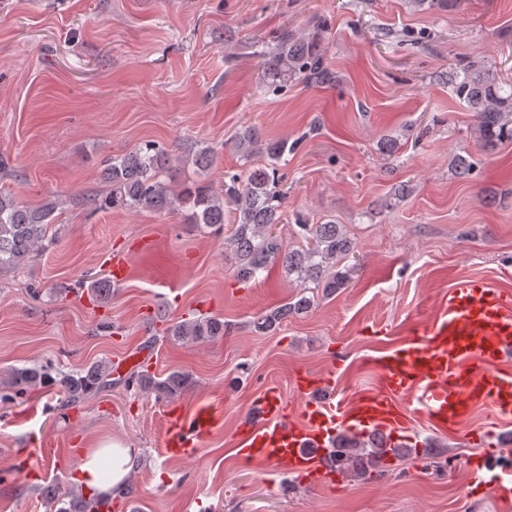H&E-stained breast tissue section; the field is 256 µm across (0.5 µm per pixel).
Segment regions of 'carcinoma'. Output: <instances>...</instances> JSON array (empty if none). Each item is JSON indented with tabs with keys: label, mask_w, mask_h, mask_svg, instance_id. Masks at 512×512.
<instances>
[{
	"label": "carcinoma",
	"mask_w": 512,
	"mask_h": 512,
	"mask_svg": "<svg viewBox=\"0 0 512 512\" xmlns=\"http://www.w3.org/2000/svg\"><path fill=\"white\" fill-rule=\"evenodd\" d=\"M411 2L419 10L434 12H446L459 4V0ZM258 56L261 58L260 79L276 92L296 83L327 87L339 81V74L326 60V48L319 31L304 36L284 28L276 35L274 44L258 51ZM448 86L451 93L474 112L476 141L493 146L512 140L511 82L497 80L485 66L471 61L455 72ZM297 145V141L286 137L267 138L254 125L241 126L231 136L234 151L246 163L257 154L264 155L266 162L240 171L230 177V183L214 189L199 186L193 179L178 185L166 180L163 172L164 166L171 163L170 153L146 141L128 153L107 160L105 175L112 183V191L102 197L89 195L84 204L93 212L125 208L157 214L188 207L192 223L224 236V251L234 259V274L238 280H265L275 266L295 277L303 284V291L291 301L259 313L251 322L255 332L271 334L288 317L311 309L314 297L306 295L308 286L325 297L347 287L350 273L338 269V265L354 250L351 239L340 225L309 224L299 217L295 222L296 234L306 245L292 250L284 246L277 233L278 226L288 221L282 208L280 164ZM215 154L214 147L206 145L182 160V164H191L203 173L213 167ZM56 208L54 203L33 208L11 194H0V272L25 266L47 248ZM228 216L233 222L226 231L224 220ZM87 292L92 300L105 303L112 297L111 278L92 280ZM228 332L224 320L210 315L176 321L165 329L167 337L182 343L214 340ZM186 380L182 372H173L160 380L149 370L141 369L130 373L124 387L128 391L149 392L166 398L180 392ZM48 385L60 386L64 406L96 397L112 389V361L100 359L75 373H59L39 364L15 368L8 374L9 393L5 398L11 400ZM405 454L402 447L391 445L377 433L366 436L342 432L335 438L330 461L336 471L347 478H367L384 471L388 456L400 458ZM44 496L46 512H101L100 506L109 500L105 495L85 498L73 487L63 491L49 489Z\"/></svg>",
	"instance_id": "obj_1"
}]
</instances>
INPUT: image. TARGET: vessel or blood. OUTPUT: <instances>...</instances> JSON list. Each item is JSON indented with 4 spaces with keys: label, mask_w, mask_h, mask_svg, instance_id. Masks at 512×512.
<instances>
[{
    "label": "vessel or blood",
    "mask_w": 512,
    "mask_h": 512,
    "mask_svg": "<svg viewBox=\"0 0 512 512\" xmlns=\"http://www.w3.org/2000/svg\"><path fill=\"white\" fill-rule=\"evenodd\" d=\"M373 364L374 388L350 403L330 396V377L298 375L294 386L305 404L296 419L285 397L266 391L240 426V460L284 474L305 473L316 481L331 479L336 471L328 456L338 429L398 436L409 431L415 403L444 433L456 431L479 407L488 408L497 421L511 422L512 296L482 279L459 278L421 338H408ZM215 420L209 407L190 418L169 408L163 448L175 456L190 455ZM494 467L500 475L481 482V472ZM469 475L502 512H512V467L503 465L497 449L473 458Z\"/></svg>",
    "instance_id": "vessel-or-blood-1"
}]
</instances>
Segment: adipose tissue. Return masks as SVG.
<instances>
[{
	"mask_svg": "<svg viewBox=\"0 0 512 512\" xmlns=\"http://www.w3.org/2000/svg\"><path fill=\"white\" fill-rule=\"evenodd\" d=\"M135 455L120 440L107 438L83 449L75 479L90 492L109 493L121 487Z\"/></svg>",
	"mask_w": 512,
	"mask_h": 512,
	"instance_id": "obj_1",
	"label": "adipose tissue"
}]
</instances>
